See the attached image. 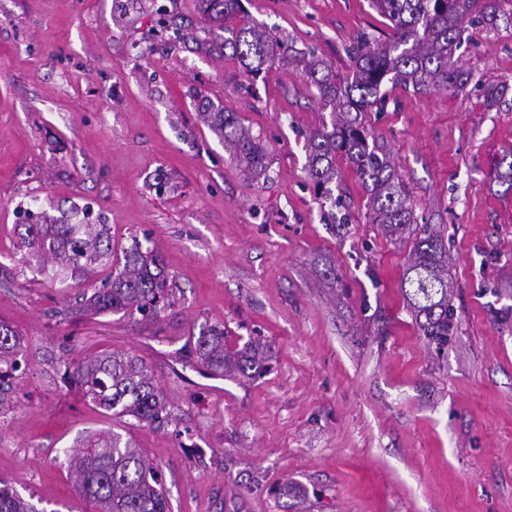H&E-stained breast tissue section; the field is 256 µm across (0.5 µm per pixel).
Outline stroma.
<instances>
[{
    "label": "stroma",
    "mask_w": 512,
    "mask_h": 512,
    "mask_svg": "<svg viewBox=\"0 0 512 512\" xmlns=\"http://www.w3.org/2000/svg\"><path fill=\"white\" fill-rule=\"evenodd\" d=\"M230 27L266 25L338 76L347 47L388 22L369 0H244ZM188 29L178 39L160 16ZM196 0H0V322L27 348L0 412V478L39 512H96L69 475L83 437L117 432L160 474L171 512H512V25L456 51L460 91L385 85L365 115L448 258V343L419 329L401 287L415 230L373 224L344 159L335 218L306 171L328 120L301 69L252 78ZM234 113L266 149L251 179L204 111ZM106 224L164 262L159 318L93 313L89 276L38 268L20 208ZM258 344L266 374L211 373L189 337ZM146 362L170 412L139 425L88 403L65 363L99 352ZM301 490L297 502L280 493Z\"/></svg>",
    "instance_id": "35a3bbf8"
}]
</instances>
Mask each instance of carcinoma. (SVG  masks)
Masks as SVG:
<instances>
[{
  "instance_id": "cac0c4a2",
  "label": "carcinoma",
  "mask_w": 512,
  "mask_h": 512,
  "mask_svg": "<svg viewBox=\"0 0 512 512\" xmlns=\"http://www.w3.org/2000/svg\"><path fill=\"white\" fill-rule=\"evenodd\" d=\"M204 19L223 27L230 36L224 46L249 61L258 75L277 61L296 60L293 45L259 26L232 29L224 21L244 13L243 0H198ZM509 4L511 9L504 8ZM375 10L389 21L390 33L382 38L360 34L349 49L352 75L340 78L309 52L304 76L319 92L330 123L307 139V172L317 194L334 208L343 206L333 195L336 156L345 157L368 193L372 223L394 235L415 222L412 204L395 172L389 154L369 143L370 133L361 113L381 98L390 82L415 92L431 89L460 91L468 83L454 59L469 30L498 28L502 17H512V0H372ZM210 119L224 137V148L246 164L249 172L266 174L265 153L249 131L226 112ZM24 247L52 260L63 271L86 273L95 264L119 266L88 305L97 312H123L158 318L170 306L167 277L161 260L134 239L129 247H112L105 224L25 225ZM402 288L419 321L423 335L437 344L448 343L451 317L448 307V265L440 236L422 229L406 269ZM201 363L212 371L252 377L262 364L253 348L224 350V331L211 329L189 338ZM25 355L22 337L0 322V408L12 388V372ZM65 375L78 384L94 406L114 416H130L139 423L161 425L170 413L148 367L139 359L102 352L77 364L64 363ZM70 466L79 496L95 504L98 512H170L164 487L154 467L137 450L132 439L121 435L83 438ZM0 512H39L0 480Z\"/></svg>"
}]
</instances>
